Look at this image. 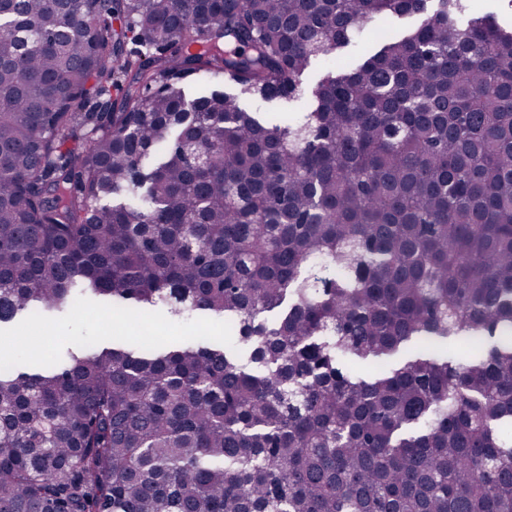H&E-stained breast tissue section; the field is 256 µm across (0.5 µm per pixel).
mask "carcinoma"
<instances>
[{"label": "carcinoma", "instance_id": "cac0c4a2", "mask_svg": "<svg viewBox=\"0 0 512 512\" xmlns=\"http://www.w3.org/2000/svg\"><path fill=\"white\" fill-rule=\"evenodd\" d=\"M87 298L206 311L224 346L0 375V512H512V23L0 0V324Z\"/></svg>", "mask_w": 512, "mask_h": 512}]
</instances>
